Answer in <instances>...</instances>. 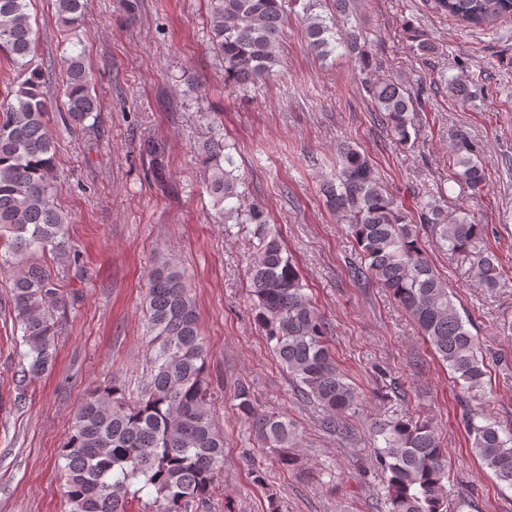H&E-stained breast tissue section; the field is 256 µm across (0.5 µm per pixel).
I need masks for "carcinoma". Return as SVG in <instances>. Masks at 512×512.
Listing matches in <instances>:
<instances>
[{
	"label": "carcinoma",
	"mask_w": 512,
	"mask_h": 512,
	"mask_svg": "<svg viewBox=\"0 0 512 512\" xmlns=\"http://www.w3.org/2000/svg\"><path fill=\"white\" fill-rule=\"evenodd\" d=\"M322 0H308L306 36L312 51L327 57L341 47L368 60L363 33L349 22L350 0H333L336 14L314 12ZM30 0H0V49L21 81L0 101V269L13 273L11 311L26 351L16 384L29 383L53 365L57 354L55 312L71 295L58 288L50 270L29 263L41 252L65 253L74 266L81 254L71 249L68 221L57 208L55 145L45 115L51 103L42 91L44 75L35 65L36 31L27 12ZM285 0H208L212 49L224 60V82L255 85L279 63L284 36ZM436 7L470 28L489 27L512 15V0H435ZM89 0H56L57 20L78 25ZM66 68L64 120L83 127L97 119L98 102L83 53L62 60ZM378 113L401 143L415 127L422 107L395 79L367 87ZM452 173L449 180L474 193L486 183L480 148L462 129L448 132ZM234 146L216 134L206 144L209 192L224 222L248 221L260 236L252 269L255 320L273 343V351L300 386L303 397L322 409V428L344 431L343 418L356 408L358 394L338 369L326 341L327 327L305 292L296 264L277 233L256 208L244 213L232 164ZM323 194L353 233L363 261L352 263L355 282L374 281L391 293L421 329L437 358L448 367L462 399L485 392V364L470 320L458 310L448 283L419 247L417 226L376 178L369 158L356 146L338 148V167L322 184ZM418 220L438 230L453 253L467 254L481 284L490 291L507 277L501 259L481 246L482 225L461 212L445 210L444 195H428L418 204ZM150 381L138 396L114 385L92 390L78 406L61 450L66 479L65 512H128L130 494L147 492L155 512H186L214 491L224 469V438L216 430L213 394L206 381L207 343L202 336L197 302L183 273L167 258L152 270L145 297ZM239 410L262 446L292 466L286 448L293 432L276 413L259 411L244 385ZM466 433L475 456L496 480L512 489V430L481 411L468 410ZM378 463L386 474L387 512H448V463L442 442L430 423L383 421L374 431Z\"/></svg>",
	"instance_id": "cac0c4a2"
}]
</instances>
